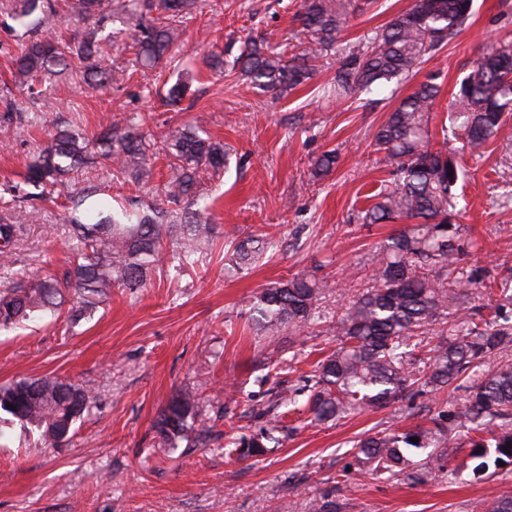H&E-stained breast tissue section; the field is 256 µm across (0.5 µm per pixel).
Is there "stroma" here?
Listing matches in <instances>:
<instances>
[{
	"mask_svg": "<svg viewBox=\"0 0 512 512\" xmlns=\"http://www.w3.org/2000/svg\"><path fill=\"white\" fill-rule=\"evenodd\" d=\"M411 0H376L354 18L338 46L358 45L406 9ZM300 0H220L188 23L170 76L189 85L182 106L166 105L167 89L151 71L133 69L128 49L131 21H111L102 46L112 70L133 71L131 80L104 92L60 76L39 81L37 94L15 81L20 43L0 14V106L13 103L18 118L0 133V215L17 224L12 262L0 266V289L23 273L64 275L69 269L68 216L59 207L20 199L23 173L49 132L68 124L87 134L143 115L145 132L161 140L168 126L204 115L207 130L230 151L223 177L205 181L214 223L238 237L272 235L268 249L243 274L225 271V242L205 256L204 275L167 266L148 287L113 291L90 317L66 315L0 330V386L44 376L91 383L96 398L71 441L49 449L40 432L0 414V512H312L332 503L336 512H481L490 495H512V465L496 474H453L469 445L446 451L445 469L420 475L410 467L392 477L353 473V444L366 433L426 424L445 397L425 394L391 402L377 411L318 423L308 410L276 420L257 419L276 389L296 388L334 336L289 333L266 341L248 323L254 296L292 273L327 280L328 304L341 293L371 286L373 257L401 224L360 220L369 197L386 188L390 168L372 144L375 129L408 95L413 81L389 83L336 100L327 91L335 60L327 57L306 84L277 98L236 74L208 66L210 52L225 61L239 54L246 36L297 43ZM512 37V0H474L471 23L423 66L442 74L431 123L434 141L450 127V103L486 43ZM54 108L43 111L42 100ZM336 150L338 162L325 177L311 174L313 161ZM457 187L459 222L478 241L461 271L442 273L449 287L463 288L474 271L512 288V122L485 154L466 164ZM283 375L268 377L274 364ZM198 389L212 436L190 435L163 444L153 424L175 392ZM282 423L280 448L245 458L227 456L225 437L253 434Z\"/></svg>",
	"mask_w": 512,
	"mask_h": 512,
	"instance_id": "35a3bbf8",
	"label": "stroma"
}]
</instances>
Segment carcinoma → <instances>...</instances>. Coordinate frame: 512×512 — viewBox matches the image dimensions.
Masks as SVG:
<instances>
[{
  "mask_svg": "<svg viewBox=\"0 0 512 512\" xmlns=\"http://www.w3.org/2000/svg\"><path fill=\"white\" fill-rule=\"evenodd\" d=\"M78 13L94 20L81 39L59 44L48 37L24 42L15 59V79L22 84L49 75L69 74L92 89L117 81L100 65L101 32L110 18L135 20L130 48L138 66L154 70L170 58L186 24L200 12V0H75ZM374 0H301L296 13L304 39L291 51L264 47L248 37L232 68L263 92L283 97L316 72L317 63L336 53L329 92L344 98L357 91L417 75L428 59L451 42L471 17L472 0H413L363 45L336 51L350 18L371 9ZM54 0H6L3 12L19 27L55 25ZM439 75L431 74L392 109L377 128L375 150L393 166L392 186L376 194L362 211L365 224L406 220L407 228L380 249L373 285L342 301L336 314L326 312L327 283L303 274L263 288L252 305L254 325L264 336L285 330L305 332L321 324L341 340L304 377L306 405L318 422L382 408L429 388L445 391L463 380L467 395L430 418L431 425L384 430L354 443L359 473L394 476L413 465L410 450L431 449L425 472L444 468L435 448H451L457 435L471 445L470 461L454 469L484 475L512 465V290L494 288L480 276L467 280L468 290L446 287L439 271L453 268L475 248L455 222L456 186L466 175L465 157L479 158L482 149L512 117V38L486 45L461 79L451 102L453 135L459 146L450 151L432 144L430 122L440 93ZM167 181L163 202H144L140 193L153 176L156 154L136 123H116L88 137L74 127L56 130L27 166L24 185L32 196L76 210L83 198L75 178L88 166L105 171L109 180L131 184L137 196L128 205L94 222L79 218L70 225L75 242L72 267L59 281L27 277L0 291V327L7 328L54 313L71 288L78 305L70 317L91 314L112 290L144 288L156 269L168 263L195 268L203 249L219 237L210 203L200 191L205 179L221 176L228 165L224 144L195 121L170 126L163 135ZM334 150L313 164L321 178L336 166ZM17 225L0 224V261ZM265 238L229 241L236 272L248 269L267 248ZM488 303L463 312L468 295ZM448 321V336L435 341L434 326ZM94 402L92 389L56 377L24 379L0 386V412L42 431L52 448L66 444L70 431ZM15 409H10V406ZM171 444L208 428L197 392L174 393L154 425ZM418 442L413 443L410 438ZM274 426L253 437L230 442L247 457L283 445ZM482 512H512V495L494 496Z\"/></svg>",
  "mask_w": 512,
  "mask_h": 512,
  "instance_id": "1",
  "label": "carcinoma"
}]
</instances>
